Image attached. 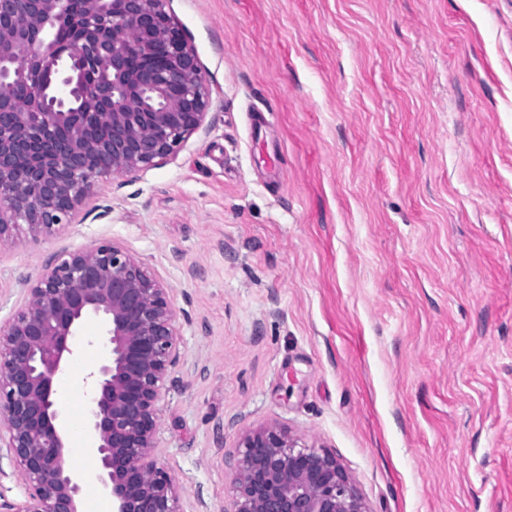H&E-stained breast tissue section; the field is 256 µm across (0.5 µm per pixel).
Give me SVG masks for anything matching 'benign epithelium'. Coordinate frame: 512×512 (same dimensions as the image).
I'll return each instance as SVG.
<instances>
[{
	"mask_svg": "<svg viewBox=\"0 0 512 512\" xmlns=\"http://www.w3.org/2000/svg\"><path fill=\"white\" fill-rule=\"evenodd\" d=\"M165 0H0V238L70 223L102 176L147 169L204 123L209 89ZM71 20L58 38L51 21ZM108 358L88 420L112 512H180L154 456L157 411L180 335L167 289L109 240L62 256L0 326V446L28 496L7 512H80L55 379L91 317ZM234 457L229 512H368L327 454L270 425Z\"/></svg>",
	"mask_w": 512,
	"mask_h": 512,
	"instance_id": "obj_1",
	"label": "benign epithelium"
}]
</instances>
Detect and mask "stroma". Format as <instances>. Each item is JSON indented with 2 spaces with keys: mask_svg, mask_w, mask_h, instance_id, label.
Returning a JSON list of instances; mask_svg holds the SVG:
<instances>
[{
  "mask_svg": "<svg viewBox=\"0 0 512 512\" xmlns=\"http://www.w3.org/2000/svg\"><path fill=\"white\" fill-rule=\"evenodd\" d=\"M210 91L163 164L99 178L69 224L0 239V325L61 256L110 240L168 288L158 414L182 512H229L271 423L368 512H512V0H166ZM87 320L56 382L106 359Z\"/></svg>",
  "mask_w": 512,
  "mask_h": 512,
  "instance_id": "1",
  "label": "stroma"
}]
</instances>
